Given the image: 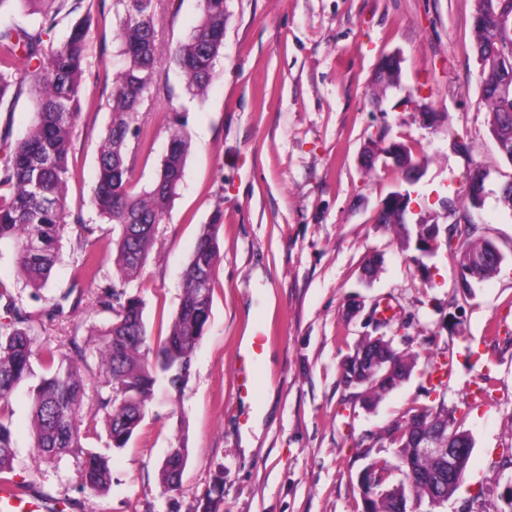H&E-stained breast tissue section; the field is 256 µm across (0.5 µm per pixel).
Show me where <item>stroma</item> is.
<instances>
[{
	"mask_svg": "<svg viewBox=\"0 0 512 512\" xmlns=\"http://www.w3.org/2000/svg\"><path fill=\"white\" fill-rule=\"evenodd\" d=\"M475 0H224V55L205 97L187 94L176 71L161 72L141 120L149 137L134 176L148 185L168 143L166 114L184 113L191 148L184 176L141 275L128 293L145 302L151 338L166 336L182 295V273L201 225L220 216L221 262L212 313L183 393L159 382L138 433L126 448L93 440L108 454L112 484L94 493L79 486L78 461L49 462L32 446L30 384L14 393L15 482L63 505V512H202L222 483L217 512H362L358 474L372 460L393 459L377 435L417 406L445 404L464 416L473 439L465 479L443 512H506L512 505V211L498 203L512 163L489 130V104L479 83ZM200 0H166L156 29L161 46L185 39ZM93 39L82 95H109L105 81L116 51L112 0H93ZM401 58L402 79L374 104L379 60ZM22 90L0 104V143L15 142L33 119ZM440 115L425 126L421 108ZM108 109L83 110L71 158L68 197L88 195ZM388 129L425 174L405 182L391 164L366 166L362 151ZM464 142L467 153L455 150ZM485 172V202L467 228L472 170ZM411 195L407 224L457 225L425 257L401 250L376 209L390 193ZM455 200L448 215L443 199ZM492 241L504 256L491 279L463 290L460 253L470 237ZM376 258L379 272L365 279ZM81 261L65 235L46 288L33 294L19 279L9 244L0 245V283L36 312L46 299L77 289L78 308L47 322L44 339L85 340L107 324L95 307L115 281L111 251L100 252L95 278L73 283ZM269 341L257 394L241 387L244 337ZM392 339L417 356L410 379L363 408L340 379V365L365 336ZM449 361L448 383L433 387L437 361ZM253 448H246V441ZM187 445L177 490L160 487L169 449Z\"/></svg>",
	"mask_w": 512,
	"mask_h": 512,
	"instance_id": "stroma-1",
	"label": "stroma"
}]
</instances>
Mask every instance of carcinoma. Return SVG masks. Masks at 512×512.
<instances>
[{
    "mask_svg": "<svg viewBox=\"0 0 512 512\" xmlns=\"http://www.w3.org/2000/svg\"><path fill=\"white\" fill-rule=\"evenodd\" d=\"M38 7L39 17L28 25L0 21V104L12 89L29 85L37 94L34 120L26 135L14 145L0 147V243H9L25 285L40 298L58 260L65 233L77 231L83 252L73 280L95 277L98 252L110 242L93 236L94 229L81 217H72L68 182L75 176L69 165L71 144L82 105L99 109L102 103L82 101L81 88L88 68L90 13L74 23L67 34L55 39L61 12L70 15L85 0H21ZM159 0H113L118 37L115 71L107 105L112 120L101 141L95 185L88 200L78 204L95 211L119 228L116 264L119 282L108 284L96 296V305L112 314L98 333V363L103 376L91 411L81 413L88 347L71 336L67 351L49 342H37L50 320L64 313L71 293L49 303L45 315H35L18 303L0 283V485L12 486L15 443L11 424V398L16 388L35 375L33 361L42 369L32 388L33 447L51 460L62 454L80 459L82 488L104 492L112 484L110 458L84 441L96 435L97 418L106 424L109 447L121 449L131 440L145 417L159 378L177 393L183 391L195 352L210 319L211 281L221 261L218 244L220 220L202 225L195 249L183 272V294L168 334L160 340L153 358L144 352L148 336L144 302L128 298L121 284L137 278L155 244L157 225L178 195L190 138L181 113H167L168 145L153 182L142 189L134 181V157L143 142L140 109L156 86L161 69L178 71L193 96L209 87L216 60L224 51V0H201V15L193 31L164 50L156 40L155 21ZM473 29L477 54L488 58L497 39L512 41V0H476ZM512 85V65L485 70L480 75L483 98L490 104L489 126L502 156L512 163V92L502 94L493 85ZM494 247L485 239L469 242L459 264L468 266L470 279L491 278L496 268L467 265L471 256ZM385 343L386 361L396 374L413 372L416 358L392 347L386 339L368 337L359 343L369 354ZM398 388L366 383L362 402L375 406ZM434 407L413 410L409 418L388 424L382 440L394 449L399 465H411L425 478L401 484L396 497H369L362 488L363 512H410L429 502V479L439 466L433 456L421 455L408 441L409 424L431 415ZM184 448H171L158 469L160 486L172 491L182 480Z\"/></svg>",
    "mask_w": 512,
    "mask_h": 512,
    "instance_id": "1",
    "label": "carcinoma"
}]
</instances>
